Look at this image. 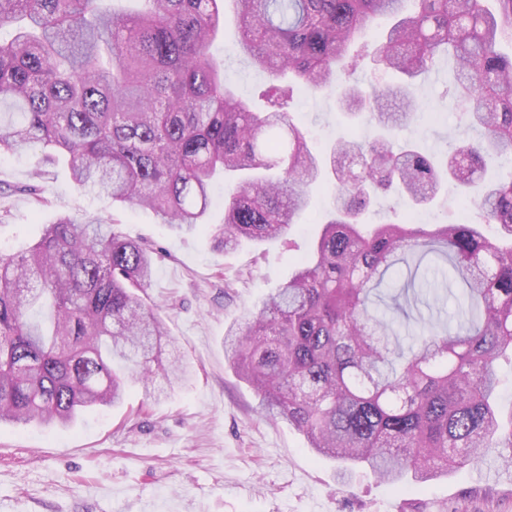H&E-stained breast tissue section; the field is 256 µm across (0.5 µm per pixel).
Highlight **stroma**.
<instances>
[{"instance_id":"1","label":"stroma","mask_w":512,"mask_h":512,"mask_svg":"<svg viewBox=\"0 0 512 512\" xmlns=\"http://www.w3.org/2000/svg\"><path fill=\"white\" fill-rule=\"evenodd\" d=\"M232 0L224 36L212 51L224 61L234 91L254 102L268 76L239 51ZM417 91L420 111L401 141H421L444 158L456 130L446 97L450 63ZM309 131L313 147L329 151L342 135L369 138L366 121L347 120L324 91L298 95L290 107ZM36 182L43 202L25 193ZM444 206L410 208L379 197L367 219L418 216L437 224L460 213V194ZM115 223L127 239L153 251L148 303L160 306L173 339L165 357L183 356L191 380L172 389L157 381L154 398L131 387L123 406L84 415L67 428L0 425V512H512V467L504 448L483 449L478 463L448 477L400 491L372 474L340 477L333 462L315 458L304 436L256 411L258 399L224 357V331L307 255L317 226L302 220L291 245L246 244L227 253L209 233L176 235L145 209L77 190L66 165L43 161L40 151L0 154V249L20 251L60 217ZM502 465L486 481V467Z\"/></svg>"}]
</instances>
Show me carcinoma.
<instances>
[{
    "label": "carcinoma",
    "mask_w": 512,
    "mask_h": 512,
    "mask_svg": "<svg viewBox=\"0 0 512 512\" xmlns=\"http://www.w3.org/2000/svg\"><path fill=\"white\" fill-rule=\"evenodd\" d=\"M0 0V152L38 145L66 158L76 188L152 211L176 234L205 230L217 246L287 242L326 172L332 209L295 272L224 332L237 377L261 414L300 430L308 449L346 472L391 484H425L512 448L501 422L497 365L512 364V55L498 49L512 0H233L240 48L268 74L253 109L224 82L210 47L224 0ZM380 17L393 23L369 48ZM397 74L374 94L336 93L354 119L381 131L370 143L340 137L330 155L308 146L289 112L294 91L332 87L339 69L366 57ZM455 61L448 101L462 134L442 163L398 143L419 108L414 88ZM227 188L224 223L206 224L216 173ZM453 182L476 212L433 229L387 221L364 229L380 190L414 205L440 200ZM435 255L433 302L457 301L455 326L436 320L402 345L395 318L372 294L398 263ZM152 252L112 224L64 217L21 253L0 250V422L69 426L113 407L126 389L145 394L156 374L173 389L190 366L163 362L164 319L141 293ZM422 302L414 280L392 297L406 320Z\"/></svg>",
    "instance_id": "obj_1"
}]
</instances>
